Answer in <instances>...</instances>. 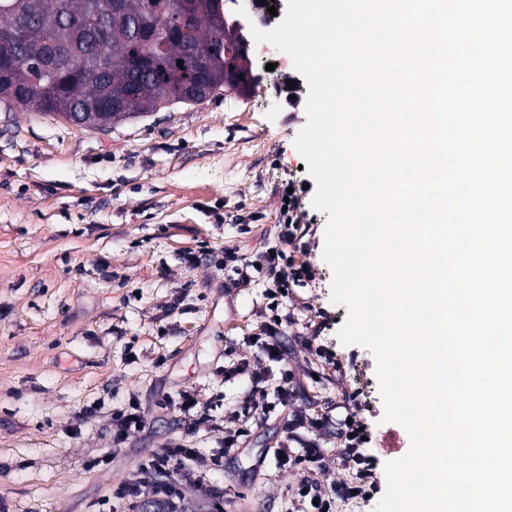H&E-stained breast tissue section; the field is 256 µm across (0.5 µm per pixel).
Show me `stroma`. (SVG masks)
<instances>
[{"label": "stroma", "mask_w": 512, "mask_h": 512, "mask_svg": "<svg viewBox=\"0 0 512 512\" xmlns=\"http://www.w3.org/2000/svg\"><path fill=\"white\" fill-rule=\"evenodd\" d=\"M286 75L291 99L265 81L103 131L0 103V512H98L182 432L170 407L181 391L220 419L240 405L246 388L224 367L249 356L244 337L269 320L266 284L235 286L209 257L255 260L279 246L291 183L303 189L314 277L292 289L294 323L269 379L292 370L302 411L341 419L362 402L378 486L385 463L408 452L406 430L382 420L374 355L337 337L348 311L330 300L327 216L293 145L308 86L296 69ZM132 399L148 432L118 447L109 414ZM281 423L275 412L249 420L246 448L212 473L229 512H296L308 469L265 456Z\"/></svg>", "instance_id": "35a3bbf8"}]
</instances>
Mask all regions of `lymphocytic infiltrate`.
Wrapping results in <instances>:
<instances>
[{"label":"lymphocytic infiltrate","mask_w":512,"mask_h":512,"mask_svg":"<svg viewBox=\"0 0 512 512\" xmlns=\"http://www.w3.org/2000/svg\"><path fill=\"white\" fill-rule=\"evenodd\" d=\"M288 198L282 213L279 238L284 247H292V255H285L284 247L280 250L272 248L258 262L252 263L228 251L220 261L221 266L234 270L239 283L244 286L252 282L251 269H259L267 280V299L279 307L287 304L288 288L303 285L312 277L306 260L309 248L302 243L298 233L303 220L299 196L292 192ZM290 320V315H275L257 333L244 337L243 342L252 349L253 357L225 366L224 377L246 383L250 399L243 407L245 417L264 418L270 408L264 405L263 400L270 395L287 408L281 438L273 450L277 466L303 460L313 468H321L325 461L323 442L330 427H337V435L343 444L341 455L350 468L355 469V481L336 484L328 491L317 480L308 478L294 490L300 512H336L339 500H362L366 495L376 493L375 461L363 452L365 442L360 420L343 419L336 423L326 413L310 414L293 409L297 381L290 369L283 367L278 384L270 385L264 365L268 362L281 364V333L284 323ZM244 434V429L240 427L226 429L223 451L212 455L203 470L196 465L197 449L188 445L186 437H179L166 447L153 449L147 465L134 470L113 488L112 512H139V504L146 501L157 512H224V490L210 480L209 474L222 471L225 458L238 455L244 445ZM187 484L195 487V497L184 495L182 488Z\"/></svg>","instance_id":"1"}]
</instances>
